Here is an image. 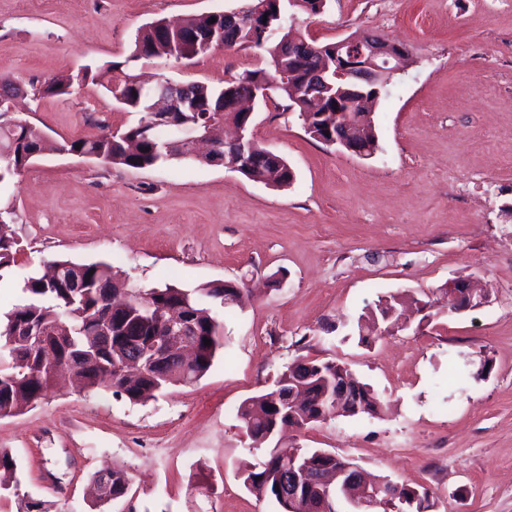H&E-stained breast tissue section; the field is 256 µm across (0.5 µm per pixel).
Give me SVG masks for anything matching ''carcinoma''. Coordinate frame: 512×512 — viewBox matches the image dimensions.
Here are the masks:
<instances>
[{"instance_id":"cac0c4a2","label":"carcinoma","mask_w":512,"mask_h":512,"mask_svg":"<svg viewBox=\"0 0 512 512\" xmlns=\"http://www.w3.org/2000/svg\"><path fill=\"white\" fill-rule=\"evenodd\" d=\"M266 2L270 14L281 15L280 29L276 33L262 34L252 21L235 25L227 21L224 13L213 12L202 17H190L173 27L157 20L141 27L134 39V47L123 62H108L111 72L132 62L155 58L188 59L219 48L217 37L224 40V49H256L268 58L269 68L245 71L239 76L217 85L192 82L196 96V111L202 127L216 131L224 122L232 120L237 125H251L247 113L234 111L231 102L241 90H269L290 102L308 120L306 112L316 97L326 100L330 115L326 120L336 125V86L322 84L311 88L301 79H290L288 73L305 71L317 66L318 61L307 58L292 60L284 52L288 34L287 14L300 10L309 16L322 14L319 0H247L240 11L249 15L252 7ZM215 22H210V19ZM148 82L140 75L126 72L124 79L114 84L107 81L105 90L129 112L141 114L139 121L124 131L101 133L72 140L59 147L48 144L43 135L27 122L17 124L14 132L4 126L7 109L0 108V183L18 173L31 160V153L67 151L78 155H91L105 164L120 165L131 169H144L167 162L158 149L157 138L145 135V127L152 121L146 111L145 86ZM72 85L47 81L33 91V95L60 96L70 93ZM270 149L252 141L253 167L243 172L249 180L260 178L290 185L295 173L290 165L279 168L264 161ZM4 220H0V272L15 263L16 240L5 232ZM53 266L62 268L60 275L50 280L33 273L24 279L22 300L5 314L6 323L0 326V409L19 411L42 399L51 386L53 370L43 343L53 349V358L59 366L71 362L76 366L75 377L82 388L95 391L101 387L104 376H112L116 390L112 394L132 404H143L157 397L174 383H190L204 377L213 367L224 349V324L213 311L224 306V296L234 290L222 283H212L203 288L185 290L172 285L163 288L140 290L119 287L120 280L105 262L74 263L60 260ZM178 309L190 316L193 328L189 340L196 353L190 364H183L177 356H169L165 368L146 367L138 375L122 372L119 365L124 357L142 345L164 335L168 311ZM396 310L394 296L383 297L375 305L374 322L389 331ZM211 344H205V341ZM301 359L294 360V363ZM292 363V364H294ZM304 368L309 403L307 412L295 420L287 419L280 412L284 400L296 388L288 382L287 364L273 381L272 386L246 398L238 407V417L255 446L265 444L264 432L275 422L288 421L296 428L322 423L334 417L373 415L381 401L372 387L361 384V400L354 407L346 403L336 405V388L343 383L342 377L350 375L348 368L335 360H306ZM293 464L295 470L302 467L319 468L331 463L319 450L303 448L269 449V459L262 470L251 471L243 477L247 490L274 500L283 512H316L319 505L318 485H287L279 477L283 468ZM129 479L123 472H112L109 494L106 498L117 500L124 497ZM413 512H428L432 507L430 494L424 487L400 485V495L383 505V512H405L401 506Z\"/></svg>"}]
</instances>
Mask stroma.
<instances>
[{"instance_id": "35a3bbf8", "label": "stroma", "mask_w": 512, "mask_h": 512, "mask_svg": "<svg viewBox=\"0 0 512 512\" xmlns=\"http://www.w3.org/2000/svg\"><path fill=\"white\" fill-rule=\"evenodd\" d=\"M245 3L0 0V75L73 76L124 60L147 23ZM295 24L320 43L377 32L409 65L374 107L368 159L314 140L280 95L257 103L250 134L294 170L284 188L182 157L136 170L59 152L137 122L96 82L18 104L56 149L0 182L19 242L0 312L57 259L108 263L145 290L244 278L253 289L244 307L217 309L224 348L198 382L132 404L62 371L36 407L0 418L21 493L49 512H278L243 485L268 449L253 446L237 408L303 357L343 363L382 408L290 431L289 445L425 487L431 512H512V0H328ZM266 65L255 49L140 63L207 84ZM275 273L282 286L267 287ZM468 277L486 285L481 307L360 342L358 320L379 298L434 300ZM113 467L127 495L96 500L95 473Z\"/></svg>"}]
</instances>
